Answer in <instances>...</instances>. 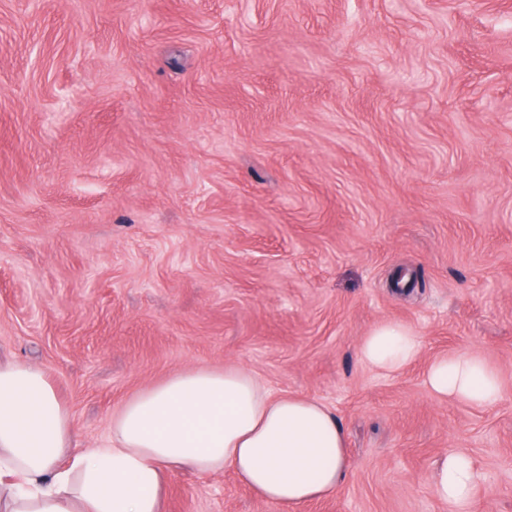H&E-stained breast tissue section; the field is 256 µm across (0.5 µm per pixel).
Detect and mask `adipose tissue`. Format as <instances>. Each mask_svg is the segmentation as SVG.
Here are the masks:
<instances>
[{
    "instance_id": "obj_1",
    "label": "adipose tissue",
    "mask_w": 512,
    "mask_h": 512,
    "mask_svg": "<svg viewBox=\"0 0 512 512\" xmlns=\"http://www.w3.org/2000/svg\"><path fill=\"white\" fill-rule=\"evenodd\" d=\"M421 354L407 326L385 322L359 344L363 363L396 373ZM440 398L476 407L502 396L477 354L435 359L426 373ZM71 413L47 372L0 362V512H162L169 476L231 471L265 500L292 508L335 493L346 442L324 404L276 396L240 367L176 373L129 398L112 416L108 445L72 449ZM434 492L459 512L482 482L474 460L452 451Z\"/></svg>"
}]
</instances>
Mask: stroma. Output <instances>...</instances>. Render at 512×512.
<instances>
[{"mask_svg":"<svg viewBox=\"0 0 512 512\" xmlns=\"http://www.w3.org/2000/svg\"><path fill=\"white\" fill-rule=\"evenodd\" d=\"M399 322L388 375L358 344ZM478 353L501 400L432 393ZM0 358L45 368L73 445L188 369L324 403L334 495L449 512L448 451L512 512V0H0ZM164 512H288L184 469ZM358 350L366 365L380 372L397 373L418 359L421 342L409 327L385 322L362 338Z\"/></svg>","mask_w":512,"mask_h":512,"instance_id":"1","label":"stroma"}]
</instances>
